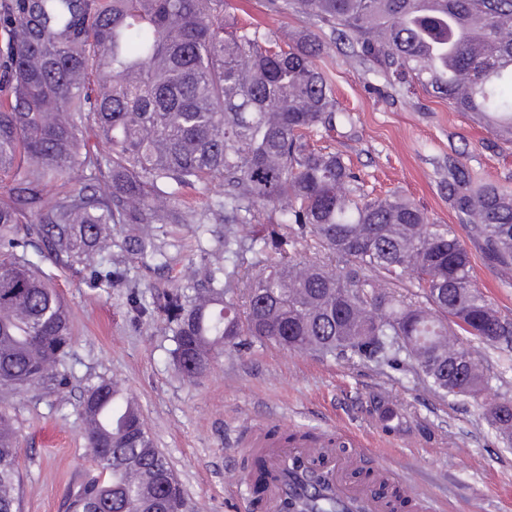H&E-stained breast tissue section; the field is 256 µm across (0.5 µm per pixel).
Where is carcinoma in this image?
I'll use <instances>...</instances> for the list:
<instances>
[{"label":"carcinoma","instance_id":"cac0c4a2","mask_svg":"<svg viewBox=\"0 0 512 512\" xmlns=\"http://www.w3.org/2000/svg\"><path fill=\"white\" fill-rule=\"evenodd\" d=\"M302 14L348 45L392 85L417 84L487 127L512 130V0H268ZM310 30L281 42L255 24L224 19V0H0V388L52 393L72 356L66 303L29 249L74 270L90 288L124 283L144 316H161L175 364L193 382L217 354L251 340L377 367L404 365L438 394L479 399L503 378L485 351L512 342V319L478 288L472 256L452 224H437L398 195L371 198L341 153L311 141L347 122L316 60ZM95 131L92 149L87 130ZM92 182L48 185L74 165ZM224 181V266L204 285L142 302L128 254L157 269L177 256L142 228L183 224L188 190ZM448 202L512 265V194L473 186L464 156L448 164ZM265 210L276 228L242 226ZM316 240L338 260L302 258ZM255 274L244 279L241 268ZM408 282L409 296L379 289ZM460 336L457 348L448 337ZM115 385L81 402L98 477L70 492L67 512H183L181 488ZM483 418L512 444V400L483 404ZM19 454L0 408V512H19ZM301 512H336L330 486L297 482Z\"/></svg>","mask_w":512,"mask_h":512}]
</instances>
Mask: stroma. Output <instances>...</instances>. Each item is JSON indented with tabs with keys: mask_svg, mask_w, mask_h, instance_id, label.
Here are the masks:
<instances>
[{
	"mask_svg": "<svg viewBox=\"0 0 512 512\" xmlns=\"http://www.w3.org/2000/svg\"><path fill=\"white\" fill-rule=\"evenodd\" d=\"M226 12L285 37L308 27L298 13L274 14L264 0H227ZM336 101L350 116L331 139L366 188L397 191L439 224H460L448 204V161L466 152L474 183L512 191V144L471 123L468 113L421 88L386 84L351 56L327 43L318 61ZM224 196L223 181L188 192L191 213L204 217L211 235L196 238L191 224H164L160 239L183 245L181 263L158 270L127 258L140 292L177 286L182 265L209 251L208 264L224 262L215 236L224 223L210 213ZM477 285L512 318V265L489 263L482 241L467 237ZM41 269L66 298L73 325V371L59 391L0 394L15 419L20 512H66L75 485L96 473L78 405L87 389L108 380L138 400L145 427L166 457L186 499L187 512H232L227 477L235 451L264 423L318 434L330 429L355 436L372 456L399 469L428 512H512V447L483 419L481 402L436 394L413 372L379 369L331 357L253 342L216 357L207 373L189 382L176 370L172 333L162 317L145 318L127 302V289L87 287L72 270L42 260ZM384 393L401 415L385 431L368 406Z\"/></svg>",
	"mask_w": 512,
	"mask_h": 512,
	"instance_id": "35a3bbf8",
	"label": "stroma"
}]
</instances>
